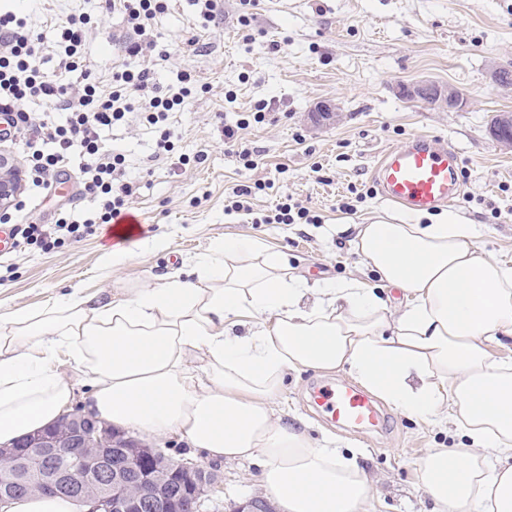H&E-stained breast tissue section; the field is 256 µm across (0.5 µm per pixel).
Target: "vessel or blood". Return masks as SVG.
I'll use <instances>...</instances> for the list:
<instances>
[{"instance_id": "obj_1", "label": "vessel or blood", "mask_w": 512, "mask_h": 512, "mask_svg": "<svg viewBox=\"0 0 512 512\" xmlns=\"http://www.w3.org/2000/svg\"><path fill=\"white\" fill-rule=\"evenodd\" d=\"M374 179L385 200L410 213H423L459 201L464 185L455 147L414 135L383 153ZM315 404L331 421L380 428L385 418L373 397L349 383L315 387Z\"/></svg>"}]
</instances>
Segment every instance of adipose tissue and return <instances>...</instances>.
I'll return each instance as SVG.
<instances>
[{
  "label": "adipose tissue",
  "instance_id": "1",
  "mask_svg": "<svg viewBox=\"0 0 512 512\" xmlns=\"http://www.w3.org/2000/svg\"><path fill=\"white\" fill-rule=\"evenodd\" d=\"M457 215L379 218L351 241L399 303L360 278L311 288L280 254L230 238L212 255L104 303L74 289L43 309L0 312V444L85 416L148 436L180 434L215 461L262 459L283 512H376L355 460L283 423L286 372H347L400 412L453 423L465 448L418 463L433 512H512V267L480 252ZM91 390L79 393L62 367ZM30 495L0 512H88Z\"/></svg>",
  "mask_w": 512,
  "mask_h": 512
}]
</instances>
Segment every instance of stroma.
<instances>
[{
	"label": "stroma",
	"mask_w": 512,
	"mask_h": 512,
	"mask_svg": "<svg viewBox=\"0 0 512 512\" xmlns=\"http://www.w3.org/2000/svg\"><path fill=\"white\" fill-rule=\"evenodd\" d=\"M98 0H0V9L25 17L36 29L75 11H95ZM156 48L150 56L161 89L192 76L187 106L170 113L175 151L202 155V162L173 164L153 159L158 134L137 119L102 134L105 148L126 156V181L133 186L130 211L143 222L123 244L127 260L113 265L109 225L95 234L49 251L28 248L0 256V309L42 308L75 288L108 298L124 288L157 283L187 270L224 238H245L282 253L309 286L335 284L355 275L372 287L350 244L353 227L377 216L409 222L408 213L378 194L374 168L382 153L414 134L453 145L465 172L466 194L452 209L420 215L427 224L454 213L475 224L477 246L512 263V150L489 132L493 118L512 112V92L490 78L495 66L512 67V0H259L242 6L223 0L211 22L196 18L193 0H173L153 22ZM132 29L122 14H102L89 34L88 74L58 73L61 83L91 78L109 88L113 70L126 64ZM279 51L269 52L270 42ZM431 79L458 88L463 105L447 112L402 98L398 87ZM337 105L330 125L311 122L321 104ZM267 106L264 122L240 136L259 151L257 169L244 170L224 146V128ZM71 155L70 184L46 194L25 186L17 222L50 224L60 209H93L84 195ZM274 179L273 189L246 198L231 210L237 184ZM289 196L312 216L309 224H263L280 198ZM322 371L288 372L274 409L291 425L306 426L315 440L330 439L357 462L373 482L378 512H431L417 464L427 449L466 446L449 424L433 425L386 407L380 434L339 429L320 419L305 402ZM219 481L211 512H234L245 499L263 496L259 461L214 462Z\"/></svg>",
	"instance_id": "35a3bbf8"
}]
</instances>
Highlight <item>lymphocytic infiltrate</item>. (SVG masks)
Returning <instances> with one entry per match:
<instances>
[{"label":"lymphocytic infiltrate","instance_id":"f902f5d3","mask_svg":"<svg viewBox=\"0 0 512 512\" xmlns=\"http://www.w3.org/2000/svg\"><path fill=\"white\" fill-rule=\"evenodd\" d=\"M102 10L120 11L130 24L134 38L126 44L129 56L140 57L153 45L148 37L153 20L169 8V0H102ZM93 23L90 15H70L55 31L59 67L67 72L82 69V46ZM44 36L26 19L12 12L0 13V112L10 128L22 134L33 184L50 187L64 169L70 149H79L84 189L99 203L96 217L84 220L68 214L54 224H17L13 234L23 244L43 249L60 247L69 240L92 234L97 225L109 224L125 209L133 187L124 179L125 157L103 149V129L126 121L130 114L159 132L158 155L175 148L166 126L170 113L183 109L192 94L190 74H182L178 91H163L153 81L149 68H124L113 72L112 89L101 93L95 83L80 88L52 79L41 67ZM36 99L46 105L37 122L17 110L18 102Z\"/></svg>","mask_w":512,"mask_h":512}]
</instances>
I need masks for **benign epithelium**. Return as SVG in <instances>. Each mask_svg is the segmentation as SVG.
Here are the masks:
<instances>
[{"label":"benign epithelium","instance_id":"obj_1","mask_svg":"<svg viewBox=\"0 0 512 512\" xmlns=\"http://www.w3.org/2000/svg\"><path fill=\"white\" fill-rule=\"evenodd\" d=\"M399 93L411 99L422 100L436 108L451 110L461 107L463 95L455 87L434 82L420 81L404 84ZM490 134L502 146L512 149V113L501 112L490 125ZM25 186V174L14 159L0 154V212L13 207ZM100 436L94 420L83 415L70 419V425L62 433L36 435L30 446L38 449L46 458L53 456L57 448H69L83 454L95 447L97 452L86 461V471H60L53 467L45 470L38 490L52 493H70L91 504L92 512H179L176 496L170 493L172 477L190 470L195 463L176 462L162 473L143 466L139 456L114 439L112 445L98 447ZM133 476L144 487L141 495L127 491L126 478ZM101 489L99 496L92 497L85 490L89 480ZM236 512H274L267 500L248 499L236 507Z\"/></svg>","mask_w":512,"mask_h":512}]
</instances>
